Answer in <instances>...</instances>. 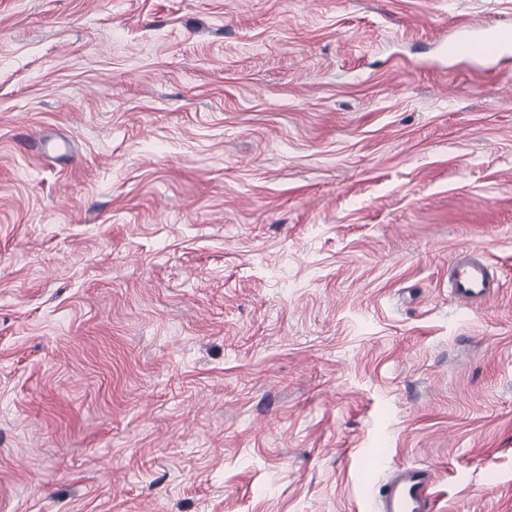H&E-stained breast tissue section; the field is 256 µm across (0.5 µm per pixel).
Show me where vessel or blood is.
I'll return each instance as SVG.
<instances>
[{
	"instance_id": "b4317fda",
	"label": "vessel or blood",
	"mask_w": 512,
	"mask_h": 512,
	"mask_svg": "<svg viewBox=\"0 0 512 512\" xmlns=\"http://www.w3.org/2000/svg\"><path fill=\"white\" fill-rule=\"evenodd\" d=\"M454 54L484 60L512 57V28L484 27L480 31L455 38L450 43ZM463 271L450 287V300L471 309L488 303L499 293L482 260L473 254L462 256ZM436 473L431 466L400 465L381 485L379 512H435L433 493Z\"/></svg>"
}]
</instances>
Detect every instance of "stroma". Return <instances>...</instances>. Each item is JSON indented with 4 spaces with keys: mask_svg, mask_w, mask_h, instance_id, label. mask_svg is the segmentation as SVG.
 Segmentation results:
<instances>
[{
    "mask_svg": "<svg viewBox=\"0 0 512 512\" xmlns=\"http://www.w3.org/2000/svg\"><path fill=\"white\" fill-rule=\"evenodd\" d=\"M505 21L0 0V512H512V60L440 46ZM463 265V271L456 276L450 287V300L457 306L471 309L488 303L499 293V284L482 260L473 254L460 257L457 264ZM435 470L428 465H399L381 485L379 512H435Z\"/></svg>",
    "mask_w": 512,
    "mask_h": 512,
    "instance_id": "1",
    "label": "stroma"
}]
</instances>
